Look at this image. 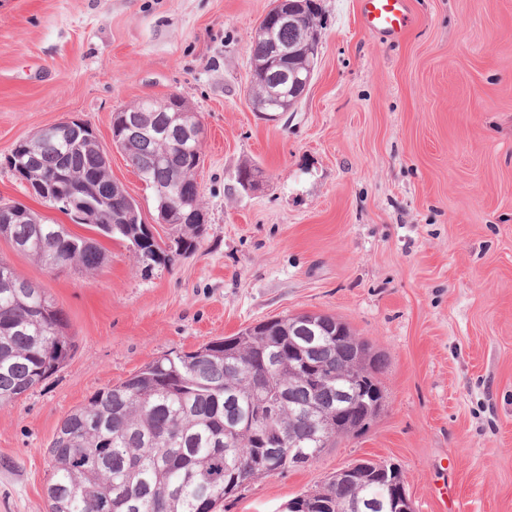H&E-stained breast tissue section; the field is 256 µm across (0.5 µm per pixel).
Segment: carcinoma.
<instances>
[{"instance_id":"1","label":"carcinoma","mask_w":512,"mask_h":512,"mask_svg":"<svg viewBox=\"0 0 512 512\" xmlns=\"http://www.w3.org/2000/svg\"><path fill=\"white\" fill-rule=\"evenodd\" d=\"M296 3L295 23L276 34L288 46V60L275 62L266 42H251L256 111L264 109L271 92L286 103L281 112L303 97L305 90L283 80L282 70L301 78L315 73L322 8L317 0ZM166 102H142L144 111L129 124L121 122L122 108L113 119L117 150L128 165L151 181L153 194L162 188L172 194L173 209L157 208L159 219L175 229L170 245L155 237L139 242L141 225L127 223L129 210L139 209L137 201L124 188L112 190L106 152L79 127L52 125L38 141L19 145L31 186L36 173L57 167L51 192L79 188L101 196L89 225L101 237L126 241L147 269L167 265L173 248L197 250L205 232L191 206L200 198L195 173L202 142L175 139V125L190 116L176 113L172 98ZM0 235L52 271H94L103 260L97 240L48 224L35 212L6 225ZM9 272L0 279V406L55 373L75 348L63 310L43 288ZM314 319L320 324L314 336L296 328L295 316L274 319L190 352L165 354L96 391L61 420L49 444V512H217L251 483L304 467L288 460V449L315 460L338 440L364 431L377 413L368 411L344 377L357 366L363 380L382 392L385 358L338 318ZM337 407L345 410L343 422L350 427L330 432L322 442L319 415ZM309 495L319 503L314 512H344L347 504L387 497L388 483L338 482L333 475Z\"/></svg>"}]
</instances>
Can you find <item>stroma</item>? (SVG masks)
Wrapping results in <instances>:
<instances>
[{"mask_svg":"<svg viewBox=\"0 0 512 512\" xmlns=\"http://www.w3.org/2000/svg\"><path fill=\"white\" fill-rule=\"evenodd\" d=\"M272 0H0V202L48 222L6 156L67 120L91 126L112 179L162 239L153 194L112 148V114L181 95L204 124L206 233L144 269L101 239L94 274L0 260L67 315V363L0 407V512H46L61 419L157 357L257 322L321 313L387 358L386 406L311 465L251 484L224 512H287L336 470L398 464L415 512H512V0H410L400 41L362 31L357 0H320L314 80L261 120L247 96ZM249 163L258 189L236 176Z\"/></svg>","mask_w":512,"mask_h":512,"instance_id":"stroma-1","label":"stroma"}]
</instances>
